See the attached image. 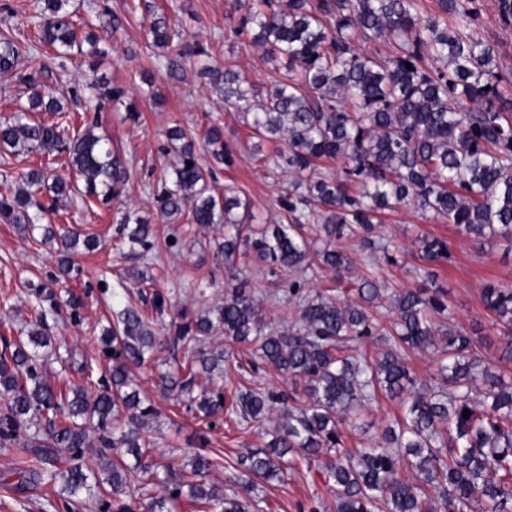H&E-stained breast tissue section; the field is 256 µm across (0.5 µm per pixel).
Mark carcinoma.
<instances>
[{"label": "carcinoma", "mask_w": 512, "mask_h": 512, "mask_svg": "<svg viewBox=\"0 0 512 512\" xmlns=\"http://www.w3.org/2000/svg\"><path fill=\"white\" fill-rule=\"evenodd\" d=\"M66 3L42 0L35 20L39 42L55 53L61 69L72 57L96 59L103 53L101 36H78ZM437 3L444 18L424 20L421 0H252L246 15L227 24L234 36L250 34L265 49L271 63L265 94L243 87L228 62L205 65L203 71L224 105L242 114L257 139L254 155L261 154L263 141L286 145L279 158L293 180L277 202L287 223L242 236L235 210L249 203L228 188L215 194L208 181L212 168L199 162L193 143L176 145L185 139L181 129L169 130L165 149L179 152L180 164L173 179L162 181L158 201L170 216L186 213L195 224L224 225L219 245L228 277L224 302L179 324L161 321L156 331L138 308L124 306L99 337L113 350L111 383L91 400L88 361L78 370L81 379L68 381L65 390L48 380V360L57 351L43 324L48 313L61 311L43 307L35 293L34 327L0 355V445L34 430L26 443L33 465L20 473L59 483L75 499L105 493L115 512H134L124 501L132 475L140 495L150 499V512H182L185 500L201 512H249L259 483L284 480L287 454L299 450L311 459L333 452L336 462L328 478L334 482L335 512H512V386L491 371L479 338L463 329L441 333L433 326L430 315L448 310L443 288L428 275L422 287L391 296L395 320L387 328L371 311L387 294L386 284L368 275L352 278L354 262L336 249L325 247L311 258L302 233L306 224L321 225L329 238H341L347 230L360 235L361 250L386 254L390 245L378 248L369 236L379 212L413 203L456 225L475 245L489 236L512 243V116L505 113L512 100L499 87L498 51L477 36L479 0ZM147 30L159 47L175 37L164 15L152 18ZM360 40L374 43L373 51H359ZM20 55L12 34L0 32V75L31 90L28 105L0 122V148L16 155H63L76 176L73 181L31 169L19 173L13 188L0 190V221L25 235L34 228V194L46 188L56 203L74 196L106 203L125 191L128 161L94 121L65 137L61 123L36 118L65 116L63 100L83 101L86 89L70 87L62 97L43 93L45 68H21ZM194 57L207 59L209 53L197 45L166 57L164 67L174 75L184 59ZM106 95L129 120L138 119L137 105L122 88H109ZM205 145L214 165L232 162L218 127L208 129ZM324 162L336 164V173L318 170ZM122 224L131 244L151 251L157 237L153 225L129 214ZM42 230L64 280L81 275L76 261L81 250L101 245L79 231L60 234L51 224ZM239 255L258 258L270 277L288 280V296L299 313L296 324L273 329L262 321L236 264ZM421 258L441 264L452 253L447 241L426 238ZM321 268L339 283L353 281L357 298L332 300L305 292ZM482 298L486 310L512 331V288L488 283ZM171 331L190 348L177 369L160 373L161 390L186 395L189 408L204 419L226 410L224 389L196 396L191 389L198 374L216 379L224 352L214 354L203 344L218 331L233 342L254 345L264 364L303 383L302 406L255 376L234 393L231 407L242 421L259 423L278 407L280 422L265 447L244 457L239 491L230 497L203 481L189 483L171 468L160 476L143 460L148 442L139 441L140 425L156 411L144 404L130 374L154 360ZM371 336L383 344L378 355L344 353L349 341ZM407 349L446 355L437 389L416 388ZM382 392L405 406L404 416L384 429L386 445L345 448L344 423ZM93 435L107 448L96 471L79 464ZM62 451L66 467L34 468ZM126 454L135 458L134 466L125 464ZM215 465L209 454L194 452L193 473L204 477Z\"/></svg>", "instance_id": "carcinoma-1"}]
</instances>
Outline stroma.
<instances>
[{"label":"stroma","instance_id":"obj_1","mask_svg":"<svg viewBox=\"0 0 512 512\" xmlns=\"http://www.w3.org/2000/svg\"><path fill=\"white\" fill-rule=\"evenodd\" d=\"M7 2L13 11H0V32H12L17 38L22 49V67L45 65L46 88L54 90L64 83L83 86L101 73L110 85L126 88L139 108V118L134 122L126 120L124 110L109 101L103 102L94 115L101 129L128 152L130 178L122 196L107 204L95 201L89 205L76 197L43 216L44 223L56 225L58 230L78 226L99 234L104 243L103 249L80 256V278L53 288L58 303H66L73 294L83 300L76 316L47 320L46 332L61 354L60 361L50 365L48 377L60 386L75 377L85 357L95 356L102 365L111 364L112 357L103 353L98 335L112 318L113 289L125 287L127 300L149 315L155 312V296L163 295L162 319L167 323L180 321L184 316L194 317L224 299V261L217 254L224 241L223 229H204L188 223L184 217L167 216L156 200L157 182L171 177L180 162L178 153L162 150L169 128L181 127L199 144L203 143L208 127L215 124L222 128L234 162L216 168L212 183L217 187L233 186L241 199L249 203L253 227L283 223L284 215L276 198L288 178L278 166L274 145L262 146L268 156L266 162L252 159L250 129L237 112L225 108L223 97L201 75L197 62L185 63L177 78L169 77L162 66L165 51L176 52L185 45L199 44L209 51L212 64L232 61L247 82L258 88L265 86L268 68L262 59V47L247 36L230 40L224 37L229 12L245 14L251 0H69L67 8L80 31L102 22L111 23L115 18L121 21L107 46V56L95 70L84 59L73 60L66 69H58L52 51L41 47L32 23L40 0ZM480 6L483 24L479 34L497 44L501 53L499 69L512 78V26L500 21L495 0H480ZM153 14L167 15L180 27L181 37L169 49L155 46L147 31L143 19ZM37 167L54 169L63 175L69 172L64 158L33 153L17 155L0 149V186L15 183L19 172ZM127 213L145 217L156 225L158 238L151 254H143L140 248L123 241L120 221ZM372 236L375 241L400 246L396 262H386L379 253L373 263H366L365 252L344 238H321L315 245L342 250L353 259L356 274H372L395 290L420 285L424 266L421 238L447 240L454 258L452 262L433 265L432 270L445 291L450 313L438 319L436 326L477 333L493 371L512 380V339L503 335L482 301L485 284L512 288V251L506 241L493 238L483 247L473 246L455 225L434 220L430 213L414 205L385 212ZM55 270V255L50 246L22 238L14 225L0 223V336L13 340L32 326L35 316L28 285L48 281ZM245 276L269 326L280 328L294 323V303L284 293L282 283L266 275L261 262L248 261ZM206 347L223 351L224 392L233 394L239 386L240 366L254 358L252 346L230 345L223 336L214 335ZM185 350L183 341L170 339L157 351V364L134 372L141 398L160 412L142 430L143 438L151 443L149 459L159 467L191 474V453L199 447L201 437H208L210 450L221 455L222 464L210 471L207 481L216 492L230 496L237 489L239 456L265 446L267 432L278 416L272 413L262 423L246 425L228 413L223 423L212 429L196 411L188 410L182 400L162 396L157 388L158 372L176 366ZM401 413L397 401L377 398L369 408L349 419L343 431L345 446L355 449L371 444V436L361 431L362 424L371 422L380 427ZM24 459L19 447H0V512H65L66 496L60 486L22 479L19 470ZM334 462L331 454L311 461L296 457L284 482L258 486L256 494L263 501L264 512H310L315 506L320 512H332L334 490L327 470Z\"/></svg>","mask_w":512,"mask_h":512}]
</instances>
